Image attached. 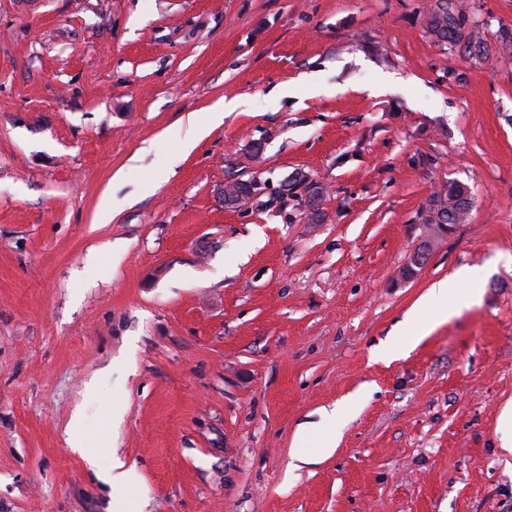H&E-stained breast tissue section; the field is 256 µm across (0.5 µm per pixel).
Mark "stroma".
Wrapping results in <instances>:
<instances>
[{"label":"stroma","instance_id":"obj_1","mask_svg":"<svg viewBox=\"0 0 512 512\" xmlns=\"http://www.w3.org/2000/svg\"><path fill=\"white\" fill-rule=\"evenodd\" d=\"M457 2L484 56L437 0H0V512H512V0ZM439 4L426 21V27L438 42L457 45L465 40V50L481 53L483 41L473 32L464 33L463 13L455 9L450 0H438ZM473 47V48H472ZM452 197L460 200L462 208L459 212L452 211V213H448V222H445L444 224H432V208L429 206L427 212L428 215L424 220L425 232L421 242L426 254L433 250L438 241L448 234L450 226L453 224H464L469 219V214L472 208V199L467 187L460 183L448 182V186H443L432 194L430 203L437 200L448 204V199ZM470 274V271L457 272L445 279L433 283L427 294L419 299L413 312L418 313L428 308L437 297L448 296L450 292L456 289L455 287L457 286L458 282L463 278L470 277Z\"/></svg>","mask_w":512,"mask_h":512}]
</instances>
